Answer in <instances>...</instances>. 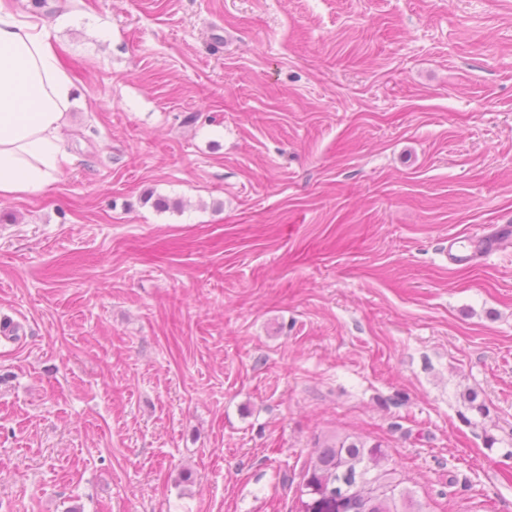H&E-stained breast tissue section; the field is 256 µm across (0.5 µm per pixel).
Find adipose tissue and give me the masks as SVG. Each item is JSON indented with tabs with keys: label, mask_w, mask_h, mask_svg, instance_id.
Returning <instances> with one entry per match:
<instances>
[{
	"label": "adipose tissue",
	"mask_w": 512,
	"mask_h": 512,
	"mask_svg": "<svg viewBox=\"0 0 512 512\" xmlns=\"http://www.w3.org/2000/svg\"><path fill=\"white\" fill-rule=\"evenodd\" d=\"M54 31L0 0V199L42 194L68 161L74 83Z\"/></svg>",
	"instance_id": "adipose-tissue-1"
}]
</instances>
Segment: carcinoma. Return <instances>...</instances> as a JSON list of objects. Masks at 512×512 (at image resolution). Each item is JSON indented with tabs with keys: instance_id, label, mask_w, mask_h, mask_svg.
<instances>
[{
	"instance_id": "carcinoma-1",
	"label": "carcinoma",
	"mask_w": 512,
	"mask_h": 512,
	"mask_svg": "<svg viewBox=\"0 0 512 512\" xmlns=\"http://www.w3.org/2000/svg\"><path fill=\"white\" fill-rule=\"evenodd\" d=\"M381 445L334 436L321 445L299 488L297 512H413Z\"/></svg>"
}]
</instances>
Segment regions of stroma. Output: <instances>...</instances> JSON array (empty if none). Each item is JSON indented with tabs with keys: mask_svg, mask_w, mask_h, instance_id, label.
<instances>
[{
	"mask_svg": "<svg viewBox=\"0 0 512 512\" xmlns=\"http://www.w3.org/2000/svg\"><path fill=\"white\" fill-rule=\"evenodd\" d=\"M13 4L81 103L0 200V512H296L334 435L512 512V239L443 258L512 225V0Z\"/></svg>",
	"mask_w": 512,
	"mask_h": 512,
	"instance_id": "stroma-1",
	"label": "stroma"
}]
</instances>
